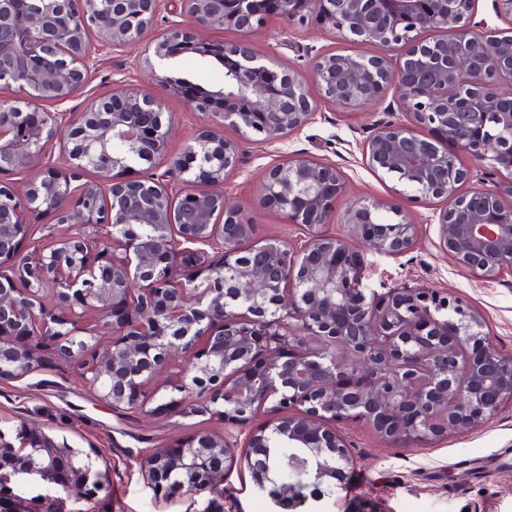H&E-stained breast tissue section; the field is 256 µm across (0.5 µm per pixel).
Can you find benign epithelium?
I'll use <instances>...</instances> for the list:
<instances>
[{"instance_id":"obj_1","label":"benign epithelium","mask_w":512,"mask_h":512,"mask_svg":"<svg viewBox=\"0 0 512 512\" xmlns=\"http://www.w3.org/2000/svg\"><path fill=\"white\" fill-rule=\"evenodd\" d=\"M171 1L176 9L160 29ZM476 2L0 0V89L20 93L0 101V378L29 375L55 355L74 361L116 410L172 407L216 415L226 427L262 413L268 419L245 449L226 433L198 435L153 450L139 461L141 476L196 496L239 463L258 489L276 488L274 502L296 509L321 500V487L354 466L339 424L362 422L391 446L420 445L512 404V356L489 343L478 313L424 288L379 294L353 284L363 256L323 231L346 187L335 165L299 155L269 168L262 203L302 226L305 240L244 247L252 225L221 190L238 147L219 130L228 123L244 136L286 138L310 123L317 103L297 71L264 59L250 41L202 38L224 28L248 35L276 17L374 46L370 56L319 54L320 96L355 109L394 88L404 119L367 137L363 160L421 200L446 201L440 243L487 281L512 271V92L503 91L512 86V27L474 21ZM142 41L153 56L136 66L209 119L182 156L169 155L173 120L147 93L128 87L87 98L99 51ZM186 53L224 66V85L205 89L157 72L153 59ZM79 98L80 112L43 110ZM56 143L60 162L47 151ZM461 153L501 179L484 187V172L462 166ZM89 171L96 179L83 180ZM384 208L395 219L353 204L347 235L402 255L418 227L398 204ZM40 213L78 232L22 256L27 217ZM90 236L123 257L91 251ZM216 245L221 259L207 269L202 247ZM48 292L54 309L44 304ZM88 310L112 334L102 354L89 349ZM171 365L179 369L150 387ZM275 442L297 450L290 465L298 477L288 484L273 479ZM28 471L56 489L49 512H94L89 504L108 483L67 441L22 425L12 439L0 432V512H44L14 493Z\"/></svg>"}]
</instances>
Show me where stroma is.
Instances as JSON below:
<instances>
[{
    "instance_id": "1",
    "label": "stroma",
    "mask_w": 512,
    "mask_h": 512,
    "mask_svg": "<svg viewBox=\"0 0 512 512\" xmlns=\"http://www.w3.org/2000/svg\"><path fill=\"white\" fill-rule=\"evenodd\" d=\"M252 42L271 62L306 75V88L319 101L310 123L281 140L255 142L240 138L232 127L223 130L225 138L237 141L240 157L238 169L224 181V196L252 224V242L283 239L297 244L303 238L299 225L259 200L258 187L270 167L294 155L335 164L344 174L346 190L324 226L326 234L346 236L343 217L359 201L397 202L419 226L415 247L404 255L364 251L363 287L382 293L412 286L461 299L482 315L491 343L512 356V272L482 281L457 267L441 247L435 223L444 201L415 200L407 185L375 174L362 159L366 137L377 124L395 118L389 110L393 93L361 108L345 109L319 100L318 88L309 79L318 53L370 54L373 46L343 39L313 23L289 27L274 18ZM144 53L141 43L101 51L89 95L109 96L130 86L147 89L171 113L175 128L170 150L182 154L208 119L134 66V59ZM156 68L206 88L224 82L223 68L200 55H182L157 63ZM22 424L67 439L91 457L95 468L108 472V489L95 502L96 512H202L209 505L218 512H290L274 508L249 471L237 466L225 470L223 486L196 497L178 488L154 490L142 479L139 460L196 434L223 432L222 421L208 414L186 416L176 409L150 417L135 409H112L89 391L77 366L63 358L48 359L25 377L0 379V431L11 436ZM340 431L354 467L317 503L318 512H512L511 404L476 428L447 433L426 446L393 447L357 423L341 425Z\"/></svg>"
}]
</instances>
